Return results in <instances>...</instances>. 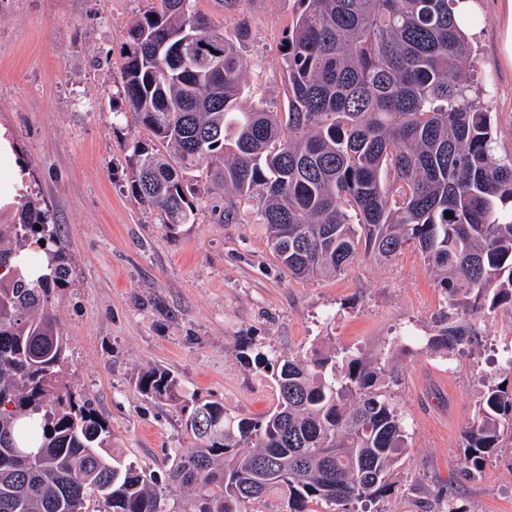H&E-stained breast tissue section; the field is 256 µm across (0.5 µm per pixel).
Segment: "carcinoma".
Masks as SVG:
<instances>
[{"mask_svg":"<svg viewBox=\"0 0 512 512\" xmlns=\"http://www.w3.org/2000/svg\"><path fill=\"white\" fill-rule=\"evenodd\" d=\"M128 29L116 84L143 130L124 145L132 196L168 228L222 192L219 219L261 224L294 278L334 277L359 256L424 257L445 301L422 350L470 356V311L512 306V159L494 156L488 105L464 85L471 46L456 0H295L282 38V107H248L247 23L228 34L196 0H150ZM0 211V512H288L371 502L407 448V421L379 388L386 365L343 349L243 358L274 366L276 406L239 418L190 394L167 369L144 396L188 412L199 446L171 454L169 485L108 451L111 429L63 382L67 341L51 307L68 283L56 225L28 192ZM453 213V217L446 213ZM41 225L36 229L35 225ZM45 242L43 272L21 260ZM464 431L462 472L483 471L512 430V389L494 373Z\"/></svg>","mask_w":512,"mask_h":512,"instance_id":"cac0c4a2","label":"carcinoma"}]
</instances>
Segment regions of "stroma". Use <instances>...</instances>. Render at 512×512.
Instances as JSON below:
<instances>
[{
    "label": "stroma",
    "instance_id": "35a3bbf8",
    "mask_svg": "<svg viewBox=\"0 0 512 512\" xmlns=\"http://www.w3.org/2000/svg\"><path fill=\"white\" fill-rule=\"evenodd\" d=\"M465 78L492 112L493 152L512 158V67L502 58L500 0H477ZM147 0H0V127L18 148L26 187L59 227L72 274L51 305L67 338L65 382L111 425L125 462L164 477L173 449L190 450L181 408L141 396L135 381L162 367L229 413L256 418L276 404L271 371L246 363L239 339L269 356L351 348L380 357L399 378L391 392L408 422V447L376 512H435L452 490L466 512H512V436L482 473L461 471L463 429L497 351L512 346V307L481 319L471 357L421 353L445 300L419 252L359 258L333 278L295 280L259 224H224L210 209L168 229L128 190L126 143L138 127L115 78L130 22ZM197 8L234 31L247 22L246 62L266 67L259 97L281 100V48L293 0H216Z\"/></svg>",
    "mask_w": 512,
    "mask_h": 512
}]
</instances>
